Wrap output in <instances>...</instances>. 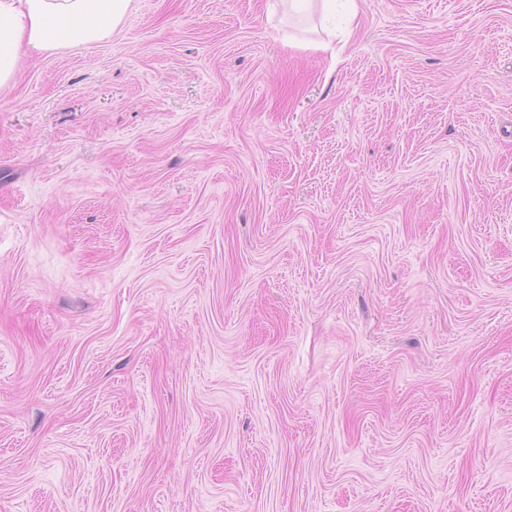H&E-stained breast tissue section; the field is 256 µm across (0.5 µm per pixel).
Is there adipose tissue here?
Here are the masks:
<instances>
[{
	"mask_svg": "<svg viewBox=\"0 0 512 512\" xmlns=\"http://www.w3.org/2000/svg\"><path fill=\"white\" fill-rule=\"evenodd\" d=\"M132 0H0V91L14 85L22 51L59 52L109 39Z\"/></svg>",
	"mask_w": 512,
	"mask_h": 512,
	"instance_id": "adipose-tissue-1",
	"label": "adipose tissue"
}]
</instances>
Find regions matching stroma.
Here are the masks:
<instances>
[{
  "mask_svg": "<svg viewBox=\"0 0 512 512\" xmlns=\"http://www.w3.org/2000/svg\"><path fill=\"white\" fill-rule=\"evenodd\" d=\"M0 92V512H512V0H133Z\"/></svg>",
  "mask_w": 512,
  "mask_h": 512,
  "instance_id": "stroma-1",
  "label": "stroma"
}]
</instances>
